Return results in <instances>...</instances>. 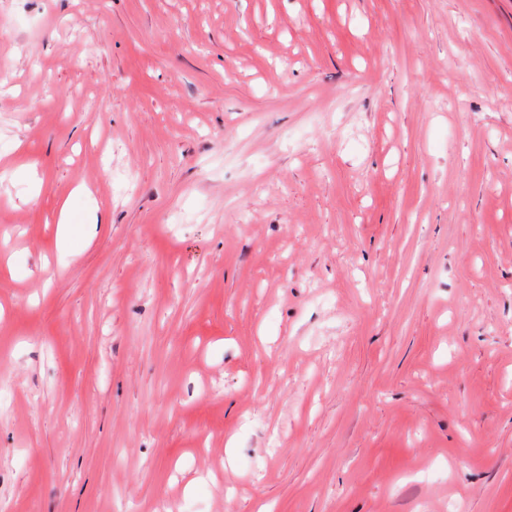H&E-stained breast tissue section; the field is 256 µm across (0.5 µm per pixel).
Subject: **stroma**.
<instances>
[{
    "label": "stroma",
    "instance_id": "1",
    "mask_svg": "<svg viewBox=\"0 0 512 512\" xmlns=\"http://www.w3.org/2000/svg\"><path fill=\"white\" fill-rule=\"evenodd\" d=\"M0 17V512H512V0Z\"/></svg>",
    "mask_w": 512,
    "mask_h": 512
}]
</instances>
